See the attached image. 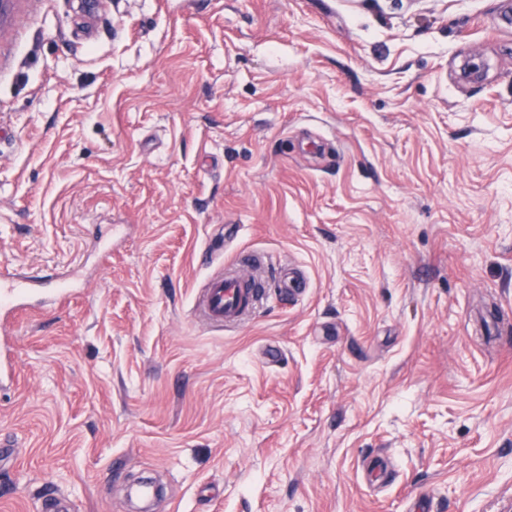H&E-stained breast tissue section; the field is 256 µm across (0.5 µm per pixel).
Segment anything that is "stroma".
I'll list each match as a JSON object with an SVG mask.
<instances>
[{
	"label": "stroma",
	"instance_id": "35a3bbf8",
	"mask_svg": "<svg viewBox=\"0 0 512 512\" xmlns=\"http://www.w3.org/2000/svg\"><path fill=\"white\" fill-rule=\"evenodd\" d=\"M512 0H20L0 512H512ZM238 250L295 293L195 300ZM388 463L371 481L367 463ZM74 272L57 274L53 280L42 276H20L0 274V385L4 384L6 368L10 364L8 339L5 337L6 324L9 322L18 300L24 295L40 294L51 297L56 293H65L66 288H56L68 280H73ZM52 286V288H48Z\"/></svg>",
	"mask_w": 512,
	"mask_h": 512
}]
</instances>
